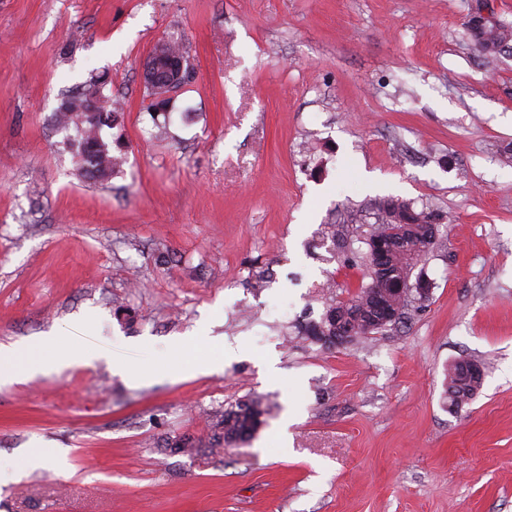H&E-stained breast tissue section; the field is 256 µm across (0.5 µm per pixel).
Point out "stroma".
<instances>
[{"instance_id":"obj_1","label":"stroma","mask_w":512,"mask_h":512,"mask_svg":"<svg viewBox=\"0 0 512 512\" xmlns=\"http://www.w3.org/2000/svg\"><path fill=\"white\" fill-rule=\"evenodd\" d=\"M478 11L512 27V0H0V344L88 357L0 387V512H512V53L478 46ZM168 35L194 79L159 140L141 73ZM102 71L126 154L104 184L53 123ZM388 196L448 217L428 298L301 337L361 283ZM459 358L483 384L457 410ZM250 396V444L164 448ZM470 361L461 358L460 360H454L448 365L445 395L450 408L458 409L470 403L475 399L476 390L479 388L478 393L481 390L483 377L480 384H473L472 381L466 383V379L463 377V363H469Z\"/></svg>"}]
</instances>
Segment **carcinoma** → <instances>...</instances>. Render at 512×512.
Listing matches in <instances>:
<instances>
[{"instance_id": "carcinoma-1", "label": "carcinoma", "mask_w": 512, "mask_h": 512, "mask_svg": "<svg viewBox=\"0 0 512 512\" xmlns=\"http://www.w3.org/2000/svg\"><path fill=\"white\" fill-rule=\"evenodd\" d=\"M473 37L490 50L502 49L512 41V31L487 19L481 24H470ZM107 80L98 76L86 83L82 92L64 100L55 113L57 130L66 133L64 144L70 149L79 174L89 180L105 182L120 171L125 161L122 135L109 140L102 136L103 128L117 126L118 113L112 109V98L105 95ZM413 208L407 200L388 197L374 203L378 222L369 237H389L398 228L396 218ZM432 213H415L414 223L404 234V243L388 250L385 260L378 263L372 254L365 256L364 276L370 279L361 283L347 297L327 304L320 320H309L304 329L307 335L327 347L350 343L355 339L379 333L393 322L376 325L381 302L387 308H395L404 314L411 302L409 295L394 296L385 292L395 273L410 260H424L433 250L436 235L428 231ZM320 245L330 248L343 247L346 241L336 225L327 224L319 232ZM455 360L448 365L445 395L448 407L458 409L474 400L480 385L465 382L463 363ZM267 408L255 397L237 400L224 407L215 416L206 435L179 434L166 440V447L183 452H199L207 449L213 454L218 448H237L250 441L265 424Z\"/></svg>"}]
</instances>
